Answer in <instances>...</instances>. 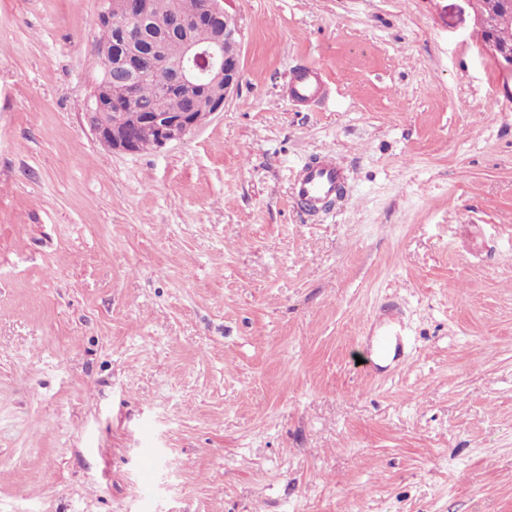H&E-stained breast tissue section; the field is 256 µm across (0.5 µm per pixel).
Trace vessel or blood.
<instances>
[{
    "label": "vessel or blood",
    "mask_w": 512,
    "mask_h": 512,
    "mask_svg": "<svg viewBox=\"0 0 512 512\" xmlns=\"http://www.w3.org/2000/svg\"><path fill=\"white\" fill-rule=\"evenodd\" d=\"M326 84L319 67L306 64L288 82L289 96L299 102L319 99ZM347 182V175L333 155L324 154L306 162L296 173L291 198L294 204L318 215L328 211Z\"/></svg>",
    "instance_id": "b4317fda"
}]
</instances>
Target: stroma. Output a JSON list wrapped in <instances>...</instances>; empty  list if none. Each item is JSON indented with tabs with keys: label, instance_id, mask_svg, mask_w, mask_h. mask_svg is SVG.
<instances>
[{
	"label": "stroma",
	"instance_id": "stroma-1",
	"mask_svg": "<svg viewBox=\"0 0 512 512\" xmlns=\"http://www.w3.org/2000/svg\"><path fill=\"white\" fill-rule=\"evenodd\" d=\"M103 4L0 0V512H512V74L470 0H228L237 91L136 153L85 118ZM326 91L321 69L312 64H304L288 82L289 96L299 102H311L319 99ZM347 182V175L332 154L306 162L296 173L291 198L312 215L328 211Z\"/></svg>",
	"mask_w": 512,
	"mask_h": 512
}]
</instances>
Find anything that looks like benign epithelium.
<instances>
[{"instance_id": "1", "label": "benign epithelium", "mask_w": 512, "mask_h": 512, "mask_svg": "<svg viewBox=\"0 0 512 512\" xmlns=\"http://www.w3.org/2000/svg\"><path fill=\"white\" fill-rule=\"evenodd\" d=\"M489 60L512 73V45L495 40L485 26L483 2L470 0ZM124 10L113 14L104 7L98 25L113 29L118 37L96 51L112 55L108 82L121 96L117 103L107 95L92 94L87 118L96 138L114 152L134 153L138 135L152 128L158 147L181 141L199 127L196 113L208 116L224 111V104L238 88L242 69L238 55L241 26L238 17L224 6V0H204L196 14L186 17L168 0L158 12L154 0H124ZM169 37L181 39L184 55L168 58L163 50ZM163 75V89L174 94L197 87L201 95L189 101L183 112H143L136 106L137 90L145 71Z\"/></svg>"}]
</instances>
